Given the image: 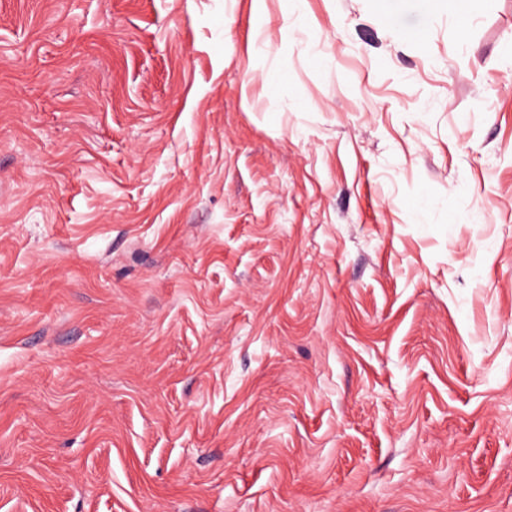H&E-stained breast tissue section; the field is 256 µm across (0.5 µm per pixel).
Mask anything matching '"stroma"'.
<instances>
[{
  "mask_svg": "<svg viewBox=\"0 0 512 512\" xmlns=\"http://www.w3.org/2000/svg\"><path fill=\"white\" fill-rule=\"evenodd\" d=\"M0 512H512V0H0Z\"/></svg>",
  "mask_w": 512,
  "mask_h": 512,
  "instance_id": "stroma-1",
  "label": "stroma"
}]
</instances>
